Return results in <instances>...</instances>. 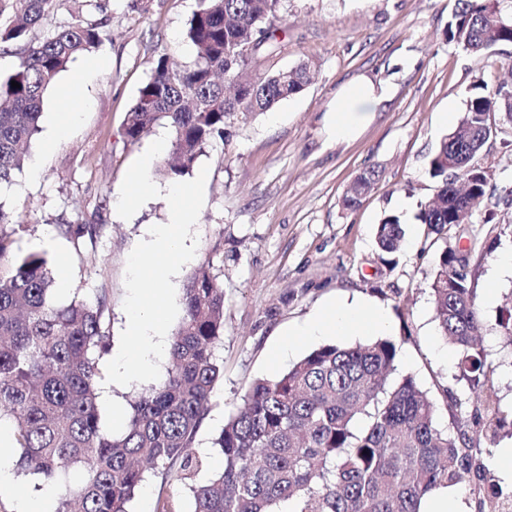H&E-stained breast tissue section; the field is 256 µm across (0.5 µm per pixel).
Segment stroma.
<instances>
[{"label": "stroma", "mask_w": 512, "mask_h": 512, "mask_svg": "<svg viewBox=\"0 0 512 512\" xmlns=\"http://www.w3.org/2000/svg\"><path fill=\"white\" fill-rule=\"evenodd\" d=\"M101 3L102 11L87 7L83 13L108 22L107 38L90 56L106 61V70L88 74L77 87L80 119L49 149L45 142L55 114L65 106L60 88L86 59L77 58L61 73L44 98L30 158L15 174V188L0 189V198L29 227L19 239L22 250H38L47 238L53 243L44 250L50 266L68 263L69 295L89 299L108 291L110 334L116 339L126 322L127 258L169 215L162 197L130 219L118 215L127 169L171 132L160 123L129 142L123 123L159 54L170 53L182 65L193 61L185 33L198 0H150L145 13L131 9V0ZM458 6L459 0H281L286 35L255 73L304 62L312 82L271 113L229 127L224 140L200 157L209 171L195 226L197 249L173 279L183 288L197 264L208 259L224 289V337L216 349L224 376L194 443L204 461L199 479L222 468L214 442L255 380L276 377L319 346L355 344L352 336L299 338L288 358L271 362L283 336L326 304L361 299L382 305L388 335L401 345L399 374L414 376L435 396L445 387L469 397L455 378L457 354L433 320L426 278L444 245H469L474 236L487 234L489 224L502 230L495 253L512 249V205L503 201L512 189V123L497 121L496 137L475 158L491 175L492 194L472 223L435 234L416 215L436 190L428 162L457 122L473 71H481L492 87L512 78V45L475 57L449 43L448 21ZM363 76L381 84L386 99L356 139L332 141L326 112L343 86ZM368 170L376 173L371 190L360 207L343 209L350 184ZM389 213L400 215L406 234L399 252L386 256L376 245L375 228ZM62 224H97L101 232L94 245L78 249L59 233ZM492 267L489 260L470 265L485 324L483 344L499 366L495 396L508 412L512 348L495 323L512 298V278L490 289ZM162 500L172 501L178 512H193L184 483L158 475L148 477L128 510L157 512Z\"/></svg>", "instance_id": "stroma-1"}]
</instances>
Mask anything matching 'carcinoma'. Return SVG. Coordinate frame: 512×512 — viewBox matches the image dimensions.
<instances>
[{
    "label": "carcinoma",
    "instance_id": "obj_1",
    "mask_svg": "<svg viewBox=\"0 0 512 512\" xmlns=\"http://www.w3.org/2000/svg\"><path fill=\"white\" fill-rule=\"evenodd\" d=\"M56 2L0 0V51H17L13 71L0 83V186L11 185L23 168L46 93L70 61L103 39L104 22L78 14L33 43L30 32L54 13ZM279 3L199 0L186 31L192 63L177 67L169 54L158 55L123 135L136 141L160 121L170 126L175 161L160 166L162 175L177 180L188 174L224 140L226 127L269 111L309 84L303 62L286 81L279 71L241 79L275 47ZM448 41L473 55L512 44V15L500 0H461L448 20ZM13 81L20 87H11ZM497 113L512 123V89L490 88L474 76L456 126L429 161L437 192L420 205V223L441 232L484 202L490 177L474 159L496 133L491 117ZM375 177L373 170L357 177L342 206H360ZM58 229L79 245L94 241L98 227ZM26 230L0 204V417L13 423L17 470L62 483L54 512H127L148 472L161 466L182 481L203 467L193 444L223 371L216 348L224 336V288L208 259L190 275L166 377L138 396L125 430L114 435L101 425L98 400L101 361L111 349L108 294L57 300L44 254L14 250L15 237ZM404 235L400 216L387 214L376 228L377 246L391 255ZM491 254L478 237L464 255L447 245L427 282L434 320L458 354L456 380L475 394L494 391L498 366L480 343L483 323L469 266L472 258ZM496 326L512 347V301L499 309ZM398 355L389 338L326 344L276 378L253 383L215 442L222 469L189 485L194 512H420L423 498L480 470L500 431L512 430V417L485 400V421H476L489 440L482 447L458 425L464 402L448 391V427H439V406L429 391L411 375L394 377ZM75 469L82 479L73 485L66 479ZM482 480L473 488L475 512H505L512 493L487 471Z\"/></svg>",
    "mask_w": 512,
    "mask_h": 512
}]
</instances>
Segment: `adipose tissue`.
I'll return each mask as SVG.
<instances>
[{
  "label": "adipose tissue",
  "instance_id": "obj_1",
  "mask_svg": "<svg viewBox=\"0 0 512 512\" xmlns=\"http://www.w3.org/2000/svg\"><path fill=\"white\" fill-rule=\"evenodd\" d=\"M384 99L383 90L367 79L343 86L336 95V103L327 114L328 133L332 139L355 137L362 124L368 121ZM389 328L386 311L379 306L350 302L324 306L306 324L298 335L308 339L318 336H371Z\"/></svg>",
  "mask_w": 512,
  "mask_h": 512
}]
</instances>
